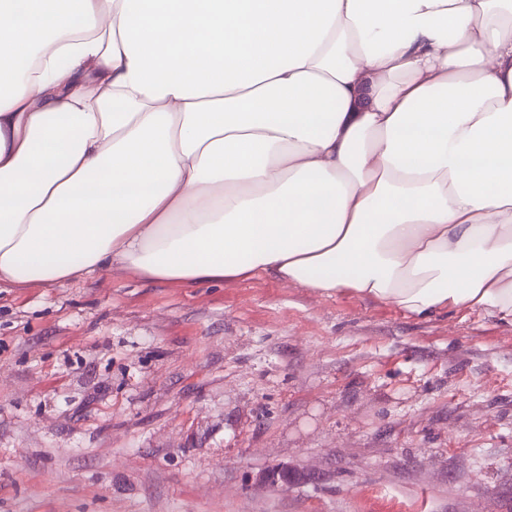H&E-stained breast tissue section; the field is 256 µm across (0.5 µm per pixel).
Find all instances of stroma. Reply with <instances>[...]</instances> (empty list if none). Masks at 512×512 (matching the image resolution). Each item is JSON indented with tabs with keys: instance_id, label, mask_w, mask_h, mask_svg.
I'll return each mask as SVG.
<instances>
[{
	"instance_id": "35a3bbf8",
	"label": "stroma",
	"mask_w": 512,
	"mask_h": 512,
	"mask_svg": "<svg viewBox=\"0 0 512 512\" xmlns=\"http://www.w3.org/2000/svg\"><path fill=\"white\" fill-rule=\"evenodd\" d=\"M0 512H512V324L270 278L1 283Z\"/></svg>"
}]
</instances>
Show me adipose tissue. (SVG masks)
<instances>
[{
	"label": "adipose tissue",
	"instance_id": "obj_1",
	"mask_svg": "<svg viewBox=\"0 0 512 512\" xmlns=\"http://www.w3.org/2000/svg\"><path fill=\"white\" fill-rule=\"evenodd\" d=\"M111 267L512 323V0H0V283Z\"/></svg>",
	"mask_w": 512,
	"mask_h": 512
}]
</instances>
